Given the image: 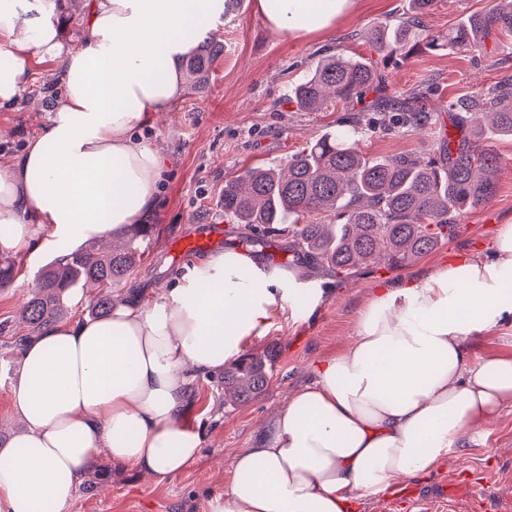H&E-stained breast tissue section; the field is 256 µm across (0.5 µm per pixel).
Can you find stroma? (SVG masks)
Here are the masks:
<instances>
[{"instance_id":"35a3bbf8","label":"stroma","mask_w":512,"mask_h":512,"mask_svg":"<svg viewBox=\"0 0 512 512\" xmlns=\"http://www.w3.org/2000/svg\"><path fill=\"white\" fill-rule=\"evenodd\" d=\"M497 0H439L424 24L445 32L463 17L492 9ZM408 0H357L355 9L336 20L331 34L309 32L299 36L271 32L257 0H242L211 40L224 46L209 83L201 92L185 91L173 112L142 124L139 135L166 159L160 204L150 216L153 235L141 263L117 287L118 293L136 289L159 297L190 270L196 255L178 256L173 246L221 226L232 249L247 250L259 261L267 255L244 248V229L226 222L219 203L225 182L244 170L276 164L336 130L344 118L340 108L301 112L289 100L292 86L314 69L324 56L344 54L380 59L366 32L375 23L399 16ZM83 0H60L53 5V20L62 42L79 47L86 38ZM499 49L487 39L484 53L430 51L411 55L388 68L392 86L401 93L417 92L435 109L438 124L448 122L444 105L475 96L505 78L512 65H498ZM56 64L37 60L31 80L14 103L0 106V160L19 153L50 123L51 107L59 92ZM361 147L369 155H426L434 139L401 128H391L384 114L367 113L359 131ZM493 150L505 169L494 198L466 214L453 240L403 268L406 276L424 277L454 252L485 249L499 225L512 224V139L496 138ZM56 253L36 236L15 253V285L0 288V430L21 425L11 389L22 370L16 337L26 327L18 318L22 296L30 295L44 267ZM385 269L359 270L345 278H330L326 302L311 315L303 309L285 310L272 330L250 340L245 352L266 355L269 382L264 392L243 406L224 401L223 373L198 379L195 400L187 419L202 436L199 457L175 480L157 485L132 467L102 456L88 470H110L106 494L77 490L67 512H207L212 493L224 490L232 476L237 454L253 447L266 421L289 395L311 382L317 362L336 355L352 339L360 309L373 286L391 279ZM473 473L474 491L496 512L498 500L512 493V406L504 407L491 424L471 430L462 451H450L440 471L409 480L420 497L431 498L443 488H455L460 470Z\"/></svg>"}]
</instances>
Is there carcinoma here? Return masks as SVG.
I'll return each instance as SVG.
<instances>
[{
    "label": "carcinoma",
    "mask_w": 512,
    "mask_h": 512,
    "mask_svg": "<svg viewBox=\"0 0 512 512\" xmlns=\"http://www.w3.org/2000/svg\"><path fill=\"white\" fill-rule=\"evenodd\" d=\"M437 0H409L400 17L370 29L372 44L391 57L408 58L418 47L435 51L479 52L493 34L512 36V0H498L485 13H473L446 34L427 32L424 19ZM224 46L208 42L187 57L190 88L209 79ZM291 100L302 112H320L336 102L347 112H372L398 106L396 123L422 131L433 115L413 94L398 95L374 61L333 55L320 61L291 88ZM456 135L442 133L427 158L413 155L367 156L356 138L361 119L352 118L306 148L269 167H252L224 183V216L248 230L244 243L265 249L280 236L294 239L296 259L313 262L344 277L375 265L404 268L455 234L470 210L496 193L502 172L500 157L480 146L488 137H512V83L494 86L471 100L451 101ZM151 224L130 227L106 250L85 248L48 265L39 287L23 304L20 320L33 334L54 325L68 312L69 291L88 284L99 288L91 314L112 311L110 288L140 263ZM265 359L245 354L224 371V402L247 403L267 386Z\"/></svg>",
    "instance_id": "obj_1"
}]
</instances>
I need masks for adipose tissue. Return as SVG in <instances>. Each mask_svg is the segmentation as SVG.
<instances>
[{"instance_id":"ef3b65f1","label":"adipose tissue","mask_w":512,"mask_h":512,"mask_svg":"<svg viewBox=\"0 0 512 512\" xmlns=\"http://www.w3.org/2000/svg\"><path fill=\"white\" fill-rule=\"evenodd\" d=\"M355 4L258 0L270 29L289 35L328 30ZM223 15L224 0H86L87 39L74 50L46 0H0V106L28 84L32 56L60 65L51 124L0 165V251L44 229L77 246L151 215L164 158L133 130L180 100L183 58ZM326 295L321 279L227 251L160 300H117L107 316L42 329L13 390L26 427L0 450V512H64L104 449L155 482L180 476L201 447L185 420L194 380L266 335L294 299L311 314ZM502 328L512 331V224L487 253L376 284L354 340L239 453L208 512H350L356 494L433 471L512 404V357L470 346Z\"/></svg>"}]
</instances>
